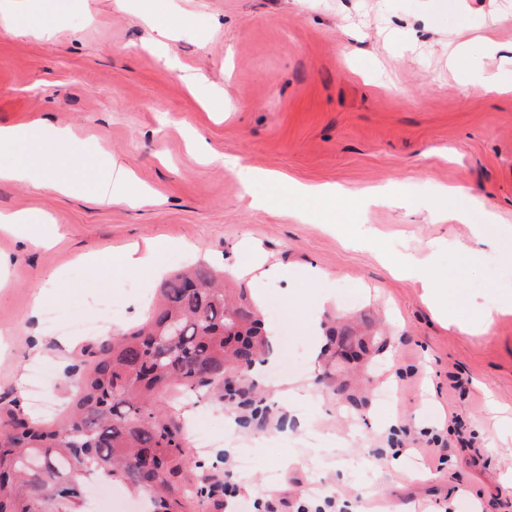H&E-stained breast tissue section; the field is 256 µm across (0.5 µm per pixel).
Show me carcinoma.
<instances>
[{
	"instance_id": "obj_1",
	"label": "carcinoma",
	"mask_w": 512,
	"mask_h": 512,
	"mask_svg": "<svg viewBox=\"0 0 512 512\" xmlns=\"http://www.w3.org/2000/svg\"><path fill=\"white\" fill-rule=\"evenodd\" d=\"M228 302L224 272L206 265L167 278L142 323L102 341L74 366L70 410L57 422L0 418V512H86L85 475L123 485L144 512H182L173 479L187 465L181 426L162 405L180 386L207 394L246 376L265 344L264 324L245 289ZM157 459L145 470V453Z\"/></svg>"
}]
</instances>
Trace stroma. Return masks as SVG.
Masks as SVG:
<instances>
[{
    "mask_svg": "<svg viewBox=\"0 0 512 512\" xmlns=\"http://www.w3.org/2000/svg\"><path fill=\"white\" fill-rule=\"evenodd\" d=\"M53 35L0 23V126H67L133 174L130 202L0 180V212L40 211L57 228L51 247H22L0 231V409L35 404L20 358L39 339L50 417H62L74 378L70 357L148 313L164 275L190 259L223 267L246 240L296 278L269 289L264 323L292 354L268 366L257 391L265 418L203 399L185 431L186 453L216 466L182 471L179 484L216 479L237 491L239 512H295L337 500L339 512H512V310L467 333L437 322L412 280L392 268L408 255L455 241L438 266L448 308L461 317L512 291V266L488 250L471 260L470 224L452 217L471 197L473 221L512 225V61L486 53L481 66L449 65L459 45L512 43V0H58ZM506 91L476 94L481 74ZM283 186L333 184L351 201L299 218L288 196L262 180L243 189L236 173L206 164L191 138ZM412 185V210L369 199L373 188ZM462 195H442L443 187ZM273 197L256 208L252 199ZM365 234L350 247L349 233ZM155 245L152 266L131 276L111 266L89 276L80 256ZM315 265L326 280L306 279ZM58 274L60 299L34 303V287ZM60 322L44 326L46 312ZM332 332L311 364L307 319ZM369 347L344 361L336 334ZM311 387L300 428L271 403L283 384ZM394 384L399 400L382 403ZM428 402H421V394ZM237 413L236 430L224 417ZM447 439L428 467L413 442ZM473 440L470 448L458 437ZM290 466H282L284 458Z\"/></svg>",
    "mask_w": 512,
    "mask_h": 512,
    "instance_id": "35a3bbf8",
    "label": "stroma"
}]
</instances>
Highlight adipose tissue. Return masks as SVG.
Masks as SVG:
<instances>
[{
    "instance_id": "obj_1",
    "label": "adipose tissue",
    "mask_w": 512,
    "mask_h": 512,
    "mask_svg": "<svg viewBox=\"0 0 512 512\" xmlns=\"http://www.w3.org/2000/svg\"><path fill=\"white\" fill-rule=\"evenodd\" d=\"M63 145L74 157L84 160L95 159L97 147L89 141L76 138L66 127H52L40 123L24 126H0V147L8 149L14 156L12 163L0 165V179L46 187L53 191L72 194L79 192L77 183L57 179L53 170L47 169L38 144ZM0 224L9 225L11 232L25 245H46L57 234L54 225L48 224L44 215L28 213H0ZM472 243L466 248L471 257H478L484 248L499 252L503 261L512 262V225L511 224H471ZM399 271L401 276L412 279L423 290V294L437 320L441 323H454L465 332L475 330L476 326L492 320L495 311L512 309V299H503L498 309L485 308L475 321L458 318L449 311L444 293L438 286L439 269L432 263L411 259L403 262Z\"/></svg>"
}]
</instances>
